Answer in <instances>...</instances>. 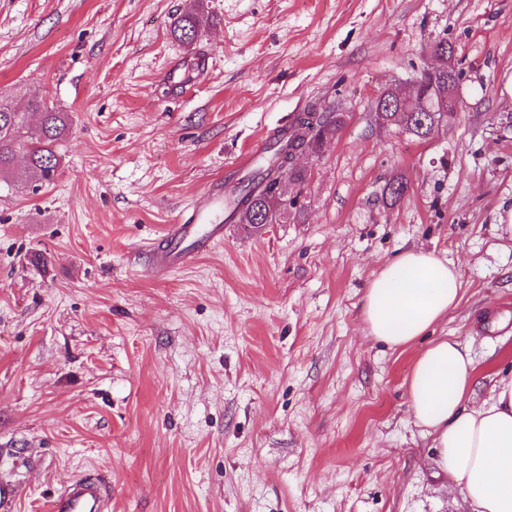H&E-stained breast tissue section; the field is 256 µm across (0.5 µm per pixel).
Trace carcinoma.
I'll return each mask as SVG.
<instances>
[{
  "label": "carcinoma",
  "instance_id": "carcinoma-1",
  "mask_svg": "<svg viewBox=\"0 0 512 512\" xmlns=\"http://www.w3.org/2000/svg\"><path fill=\"white\" fill-rule=\"evenodd\" d=\"M205 20L203 0H197L193 10L183 13L174 22L172 33L175 39L184 44L194 42ZM440 79L437 71L427 68L421 72L419 83L433 116L447 124L449 119L442 118V113L438 112L440 104L435 95ZM39 109L41 101L36 97L27 99L21 110L15 106L0 105V174L13 171L14 147L22 142L27 116ZM347 117V113L334 105L312 104L288 127L277 131L266 147L267 156L248 175L239 178L233 187V204L239 223L255 224L259 212L269 214L272 221L280 218L287 210L281 191L282 155L318 151L324 142L338 137ZM70 127L68 113L44 110L40 138L26 145L25 172L38 174L45 180L51 179L60 162L57 143L68 135Z\"/></svg>",
  "mask_w": 512,
  "mask_h": 512
}]
</instances>
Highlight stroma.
I'll return each mask as SVG.
<instances>
[{"label": "stroma", "instance_id": "stroma-1", "mask_svg": "<svg viewBox=\"0 0 512 512\" xmlns=\"http://www.w3.org/2000/svg\"><path fill=\"white\" fill-rule=\"evenodd\" d=\"M0 0V104L69 113L49 183L0 178V478L11 512L95 475L112 512H470L415 425L420 347H467L488 400L512 374V0ZM456 50L432 138L372 106ZM208 70L173 97L171 63ZM349 121L277 222L231 224L155 277L143 251L210 180L311 104ZM402 177L393 203L384 189ZM460 269L458 306L392 349L365 293L400 252ZM192 11L180 15L173 24L172 33L176 40L184 44L195 41L203 21L208 20L203 10V0L196 1Z\"/></svg>", "mask_w": 512, "mask_h": 512}]
</instances>
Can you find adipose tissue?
<instances>
[{"instance_id": "obj_1", "label": "adipose tissue", "mask_w": 512, "mask_h": 512, "mask_svg": "<svg viewBox=\"0 0 512 512\" xmlns=\"http://www.w3.org/2000/svg\"><path fill=\"white\" fill-rule=\"evenodd\" d=\"M457 266L412 248L384 264L365 294L369 336L411 346L460 301ZM477 372L468 348L443 338L415 357L408 383L415 424L432 436L439 469L462 485L473 512H512V376L489 402L466 406Z\"/></svg>"}]
</instances>
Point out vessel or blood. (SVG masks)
Segmentation results:
<instances>
[{
  "label": "vessel or blood",
  "mask_w": 512,
  "mask_h": 512,
  "mask_svg": "<svg viewBox=\"0 0 512 512\" xmlns=\"http://www.w3.org/2000/svg\"><path fill=\"white\" fill-rule=\"evenodd\" d=\"M230 206L223 184L199 193L190 210L179 212L165 236L146 250L147 268L164 273L185 265L213 241L224 236V212ZM111 487L88 475L68 484L49 502V512H109Z\"/></svg>",
  "instance_id": "1"
}]
</instances>
